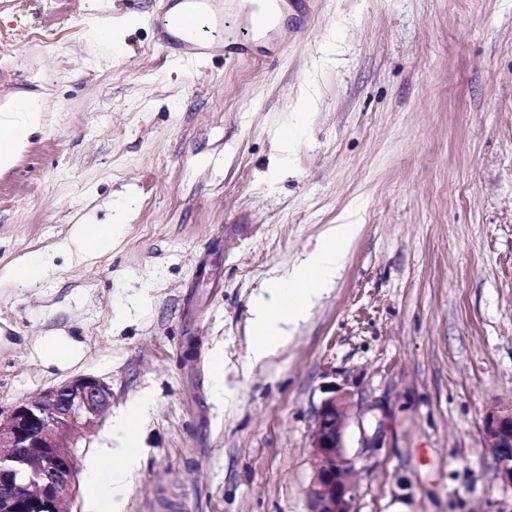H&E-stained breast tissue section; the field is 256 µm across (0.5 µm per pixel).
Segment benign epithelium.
I'll use <instances>...</instances> for the list:
<instances>
[{"instance_id":"benign-epithelium-1","label":"benign epithelium","mask_w":512,"mask_h":512,"mask_svg":"<svg viewBox=\"0 0 512 512\" xmlns=\"http://www.w3.org/2000/svg\"><path fill=\"white\" fill-rule=\"evenodd\" d=\"M112 404L103 379L80 375L43 389L34 399L0 411V512H65L79 489L78 445ZM345 396L324 399L315 412L308 489L311 512H354L343 424ZM485 447L500 479L512 487V408L484 421Z\"/></svg>"}]
</instances>
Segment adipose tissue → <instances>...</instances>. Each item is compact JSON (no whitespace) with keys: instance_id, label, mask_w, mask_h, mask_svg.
I'll return each instance as SVG.
<instances>
[{"instance_id":"adipose-tissue-1","label":"adipose tissue","mask_w":512,"mask_h":512,"mask_svg":"<svg viewBox=\"0 0 512 512\" xmlns=\"http://www.w3.org/2000/svg\"><path fill=\"white\" fill-rule=\"evenodd\" d=\"M43 122L39 99L23 98L0 106V171L13 166L17 155L25 148L29 135ZM127 208H117L112 223L97 224L85 219L79 227L76 244L80 251L93 254L102 251L112 240L116 225L127 223ZM355 225L333 226L322 243L299 268L286 278L269 283L267 289L275 303H262L254 310L253 360L265 358L285 342L290 324L310 308L314 300L329 286L343 260L345 248L354 235ZM139 465L130 441L121 439L114 445L99 448L91 467L110 475L113 491H121L130 482Z\"/></svg>"}]
</instances>
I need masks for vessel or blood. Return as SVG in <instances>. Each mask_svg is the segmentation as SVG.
Returning a JSON list of instances; mask_svg holds the SVG:
<instances>
[{"instance_id": "b4317fda", "label": "vessel or blood", "mask_w": 512, "mask_h": 512, "mask_svg": "<svg viewBox=\"0 0 512 512\" xmlns=\"http://www.w3.org/2000/svg\"><path fill=\"white\" fill-rule=\"evenodd\" d=\"M293 0H165L153 20L173 56L232 60L288 22Z\"/></svg>"}]
</instances>
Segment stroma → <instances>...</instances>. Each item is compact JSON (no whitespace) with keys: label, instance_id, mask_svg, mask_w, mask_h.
I'll return each mask as SVG.
<instances>
[{"label":"stroma","instance_id":"35a3bbf8","mask_svg":"<svg viewBox=\"0 0 512 512\" xmlns=\"http://www.w3.org/2000/svg\"><path fill=\"white\" fill-rule=\"evenodd\" d=\"M158 7L0 0V103L44 105L0 172V410L91 374L112 404L79 465L145 404L121 512H310L314 412L337 390L355 512H498L512 488L483 421L512 407V0H302L304 30L214 62L166 55ZM118 202L132 220L77 255L85 216ZM349 216L332 286L252 361L264 284ZM38 256L46 274L7 280ZM50 335L72 362L44 359Z\"/></svg>","mask_w":512,"mask_h":512}]
</instances>
